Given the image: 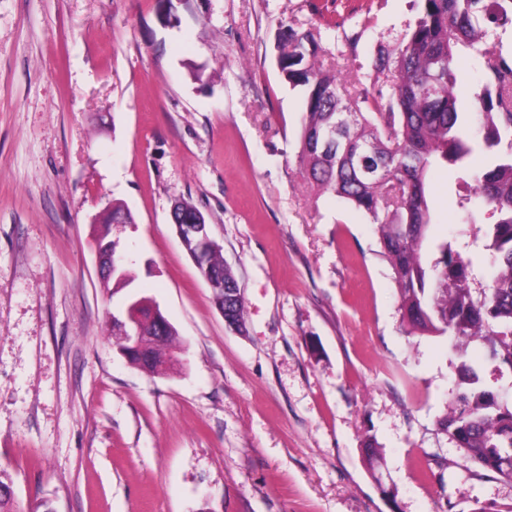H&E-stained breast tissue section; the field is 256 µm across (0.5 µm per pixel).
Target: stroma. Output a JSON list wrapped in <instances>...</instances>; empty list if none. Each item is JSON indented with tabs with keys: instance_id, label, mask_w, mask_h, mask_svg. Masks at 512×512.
<instances>
[{
	"instance_id": "stroma-1",
	"label": "stroma",
	"mask_w": 512,
	"mask_h": 512,
	"mask_svg": "<svg viewBox=\"0 0 512 512\" xmlns=\"http://www.w3.org/2000/svg\"><path fill=\"white\" fill-rule=\"evenodd\" d=\"M327 8L363 61L419 4L0 0V467L18 512H512V481L439 428L447 337L406 333L370 218L303 180L277 33ZM429 185L434 233L457 239L464 186L445 169ZM178 198L239 276L245 333L176 234ZM115 202L134 291L178 331L163 374L112 343L91 220Z\"/></svg>"
}]
</instances>
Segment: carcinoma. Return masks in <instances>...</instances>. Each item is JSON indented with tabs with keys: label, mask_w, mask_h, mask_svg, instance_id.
Masks as SVG:
<instances>
[{
	"label": "carcinoma",
	"mask_w": 512,
	"mask_h": 512,
	"mask_svg": "<svg viewBox=\"0 0 512 512\" xmlns=\"http://www.w3.org/2000/svg\"><path fill=\"white\" fill-rule=\"evenodd\" d=\"M414 25L401 42L381 45L356 73L338 75L324 64L323 34L337 24L296 29L280 24L276 65L289 87L304 90L298 135L301 173L311 185L364 211L376 224L381 255L392 270L402 322L411 333L447 334L460 354L483 345L480 361L461 364V380L440 421L457 448L478 467L512 480V465L499 463L500 449L512 448V403L484 389L480 366L512 362V57L494 38L512 26V0H420ZM468 52L483 61V86L472 118H464L455 94L454 59ZM483 155L487 164L471 163ZM453 170L469 194L497 221L483 235L481 259L493 270L490 284L472 291L470 256L455 242L431 235L428 173ZM199 209L175 201L184 224ZM131 211L112 204L101 224L97 250L112 253L116 271L101 279L105 288H127L134 275L108 239L107 227L132 224ZM205 280L221 277L224 287L239 281L220 250L199 269ZM149 329L137 349L118 346L129 363L158 373L173 359L175 328ZM12 478L0 469V512H14Z\"/></svg>",
	"instance_id": "1"
}]
</instances>
